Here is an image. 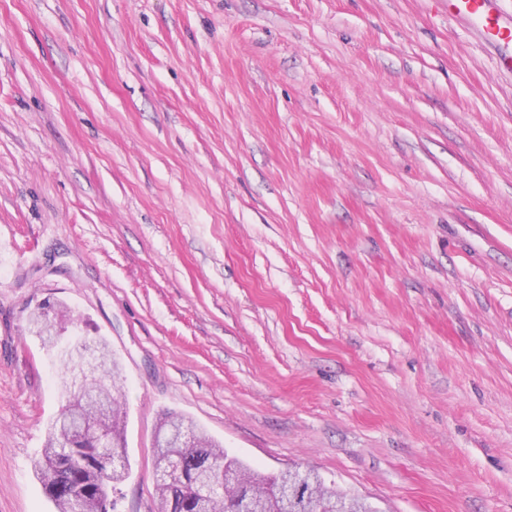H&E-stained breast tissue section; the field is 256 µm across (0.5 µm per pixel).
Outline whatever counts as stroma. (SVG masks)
<instances>
[{
	"label": "stroma",
	"instance_id": "stroma-1",
	"mask_svg": "<svg viewBox=\"0 0 512 512\" xmlns=\"http://www.w3.org/2000/svg\"><path fill=\"white\" fill-rule=\"evenodd\" d=\"M99 339L114 512H158L170 412L375 512H512V75L445 0H0V512H56ZM100 368L104 378H96L95 381L108 396L112 435L104 430L98 431L95 442L102 447L112 440V445L114 441L116 447L98 448L90 441L80 445L75 441L69 427L71 407H76L75 396L71 391L73 374L71 367L69 375L63 380L69 400L59 417L50 423L47 445L44 450L46 461L50 463V461L53 462V459H57L56 467L49 469L45 465L44 474L46 490L56 503L58 512H72L69 499L72 489H77V493L83 496L86 509L89 510L81 509L79 511H112L111 492L114 489L112 483L123 480L131 468L124 437L126 412L122 410L118 397L112 393V388L117 381L114 374L118 371V362L112 357V353L106 346L102 347ZM106 377L112 381V387L104 383ZM71 445L79 446L80 451L64 453L66 448H72ZM119 448L122 450L120 457L122 471L117 474L113 472L112 468L113 458L115 461L116 456L119 455Z\"/></svg>",
	"mask_w": 512,
	"mask_h": 512
}]
</instances>
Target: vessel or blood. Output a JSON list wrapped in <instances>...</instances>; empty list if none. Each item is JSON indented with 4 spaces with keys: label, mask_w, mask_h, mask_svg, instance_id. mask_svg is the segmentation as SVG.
I'll return each instance as SVG.
<instances>
[{
    "label": "vessel or blood",
    "mask_w": 512,
    "mask_h": 512,
    "mask_svg": "<svg viewBox=\"0 0 512 512\" xmlns=\"http://www.w3.org/2000/svg\"><path fill=\"white\" fill-rule=\"evenodd\" d=\"M500 0H448L449 17L474 26L495 52L499 68L512 73V13L501 10Z\"/></svg>",
    "instance_id": "b4317fda"
}]
</instances>
